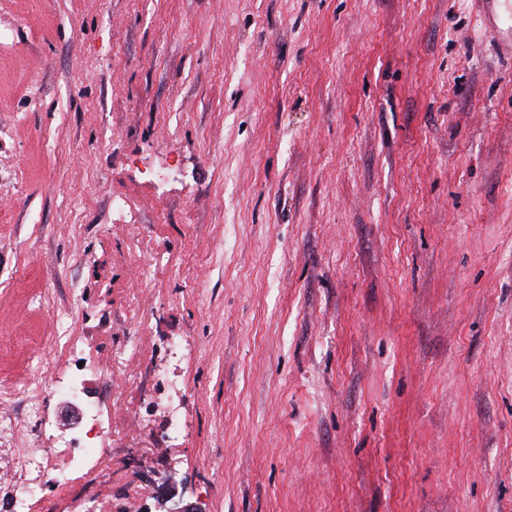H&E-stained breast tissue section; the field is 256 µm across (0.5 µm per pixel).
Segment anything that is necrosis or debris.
<instances>
[{
	"instance_id": "1",
	"label": "necrosis or debris",
	"mask_w": 512,
	"mask_h": 512,
	"mask_svg": "<svg viewBox=\"0 0 512 512\" xmlns=\"http://www.w3.org/2000/svg\"><path fill=\"white\" fill-rule=\"evenodd\" d=\"M57 387L80 408L81 426L75 432L62 431L57 447H42L40 439L35 438L28 447L17 449L12 462V512H42L38 490L43 480H52L58 491H68L103 452L97 439L89 437L86 430L88 423L96 421L97 414L87 402L78 377L72 376L55 384L44 376L40 366H33L22 388L0 384V405L20 403L21 412L28 421L42 423L46 420L45 401Z\"/></svg>"
}]
</instances>
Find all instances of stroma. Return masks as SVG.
I'll return each instance as SVG.
<instances>
[{"instance_id": "1", "label": "stroma", "mask_w": 512, "mask_h": 512, "mask_svg": "<svg viewBox=\"0 0 512 512\" xmlns=\"http://www.w3.org/2000/svg\"><path fill=\"white\" fill-rule=\"evenodd\" d=\"M479 16L0 0V379L74 310L112 447L44 512H512V45ZM182 386L178 383L170 384L162 408L169 420L168 431L171 434H179L183 429L182 418L179 411V400Z\"/></svg>"}]
</instances>
